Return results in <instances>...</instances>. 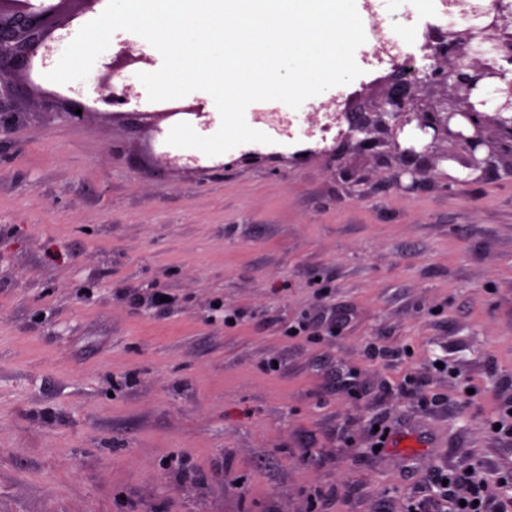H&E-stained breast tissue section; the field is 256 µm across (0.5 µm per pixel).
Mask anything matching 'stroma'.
Returning <instances> with one entry per match:
<instances>
[{
  "mask_svg": "<svg viewBox=\"0 0 512 512\" xmlns=\"http://www.w3.org/2000/svg\"><path fill=\"white\" fill-rule=\"evenodd\" d=\"M392 72L298 111L253 103L270 143L186 166L155 161L175 121L148 129L162 105L139 84L79 125L19 96L28 119L0 139V512H407L435 469L474 465L512 493L493 430L512 400L506 163L443 160L412 124L370 150L314 134ZM157 290L175 307L143 306ZM373 343L402 356L369 361Z\"/></svg>",
  "mask_w": 512,
  "mask_h": 512,
  "instance_id": "obj_1",
  "label": "stroma"
}]
</instances>
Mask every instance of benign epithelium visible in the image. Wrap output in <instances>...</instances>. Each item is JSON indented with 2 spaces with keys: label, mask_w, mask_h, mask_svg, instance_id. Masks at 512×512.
<instances>
[{
  "label": "benign epithelium",
  "mask_w": 512,
  "mask_h": 512,
  "mask_svg": "<svg viewBox=\"0 0 512 512\" xmlns=\"http://www.w3.org/2000/svg\"><path fill=\"white\" fill-rule=\"evenodd\" d=\"M101 0H0V137L13 133L26 113L18 110L17 81L26 92L59 116L81 124L96 112L84 97H67L44 87L38 78L58 32L76 26V20L93 12ZM117 64L105 65L95 77L99 100L109 106L129 100V87L117 92L112 79ZM425 86L442 90L438 97L422 94ZM81 109L82 114L75 113ZM417 121L432 132L429 147L440 142L467 156L466 168L486 173L501 158L512 159V11L497 7L492 20L479 27L448 26L447 41L440 44L434 63L424 77L396 69L390 88L369 117L345 133L358 147H375L374 133H392Z\"/></svg>",
  "instance_id": "benign-epithelium-1"
}]
</instances>
